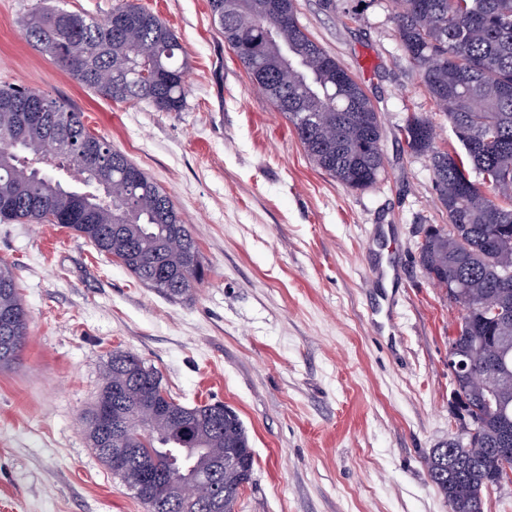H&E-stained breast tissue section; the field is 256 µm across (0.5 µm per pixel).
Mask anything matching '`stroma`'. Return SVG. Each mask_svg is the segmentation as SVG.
Instances as JSON below:
<instances>
[{
	"label": "stroma",
	"mask_w": 512,
	"mask_h": 512,
	"mask_svg": "<svg viewBox=\"0 0 512 512\" xmlns=\"http://www.w3.org/2000/svg\"><path fill=\"white\" fill-rule=\"evenodd\" d=\"M189 54L187 104L159 112L78 85L22 36L42 0H0V86L82 112L171 196L204 277L187 302L141 285L55 224L0 223L29 335L0 368V512H147L91 448L85 414L112 352L154 367L184 403L239 414L255 453L235 512H448L425 459L459 432L448 339L461 315L418 259L448 221L426 156L400 129L430 116L460 145L405 53L390 0H295L298 20L363 86L378 113L384 173L346 188L297 134L212 23L208 0H138ZM390 322L369 308L373 268Z\"/></svg>",
	"instance_id": "1"
}]
</instances>
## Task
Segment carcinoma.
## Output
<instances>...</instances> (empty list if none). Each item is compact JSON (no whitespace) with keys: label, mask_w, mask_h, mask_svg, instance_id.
<instances>
[{"label":"carcinoma","mask_w":512,"mask_h":512,"mask_svg":"<svg viewBox=\"0 0 512 512\" xmlns=\"http://www.w3.org/2000/svg\"><path fill=\"white\" fill-rule=\"evenodd\" d=\"M405 53L418 68L434 106L462 145L442 151L428 137L423 112L404 125L406 144L429 158L438 201L448 224L427 228L419 263L433 283L464 298L455 343L473 376L456 389L453 406L476 419L466 449L455 438L426 458L432 484L450 512H483V494L499 487L504 467L495 449L512 441V0H391ZM214 24L249 79H262L266 96L293 125L315 166L342 185L364 190L384 170L382 131L363 88L300 26L294 0L280 12H255L251 26L238 18L256 0H208ZM27 43L81 86L114 101H144L159 112L187 104L189 62L179 37L158 15L129 0L103 19L44 7L23 25ZM27 112L37 117L21 123ZM47 154L60 166H82L88 190L61 182L58 169L35 167ZM124 193L103 198V186ZM0 222L56 224L112 256L143 285L172 300H189L202 279L200 249L170 196L105 138L91 133L82 113L21 86L0 87ZM498 308L500 312L492 313ZM29 315L10 266L0 264V366L15 362ZM156 370L130 352H115L103 370L102 388L85 415L91 447L107 468L99 444L98 407L112 393L135 404L152 397L162 405L146 425L128 419L124 448H143L154 471L170 477L181 448L196 462V475L214 459L224 491V512H234L251 480L254 452L239 415L223 404H185L159 396ZM130 488L140 483L139 462L117 472ZM188 482L155 487L141 500L148 512H212L189 500Z\"/></svg>","instance_id":"1"}]
</instances>
